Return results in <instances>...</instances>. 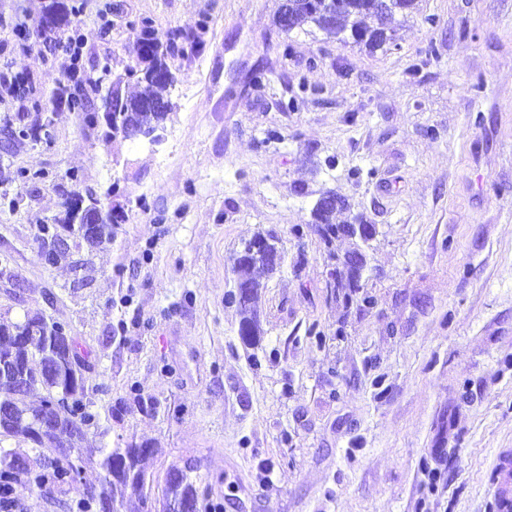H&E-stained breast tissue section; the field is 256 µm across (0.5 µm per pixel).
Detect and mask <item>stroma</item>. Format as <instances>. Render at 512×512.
Wrapping results in <instances>:
<instances>
[{"label":"stroma","mask_w":512,"mask_h":512,"mask_svg":"<svg viewBox=\"0 0 512 512\" xmlns=\"http://www.w3.org/2000/svg\"><path fill=\"white\" fill-rule=\"evenodd\" d=\"M51 2L0 0V82L27 87L0 102V130L20 113L51 131L0 141V311L68 323L88 351L108 432L84 454L151 443L155 489L170 465L195 467L221 512H486L494 457L512 448V0H418L376 50L310 24L281 32L278 0H64L80 8V66L109 63L126 93L141 21L163 44L204 41L167 60L174 111L153 147L104 144L103 126L50 104L72 73L36 28ZM73 172L119 186L125 212L110 245L74 250L77 272L43 266L36 241ZM325 188L377 227L372 304L332 294L329 253L348 241L291 234ZM260 229L285 258L254 353L224 294ZM14 498L15 512L72 502L22 480Z\"/></svg>","instance_id":"35a3bbf8"}]
</instances>
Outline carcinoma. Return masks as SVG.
<instances>
[{
	"mask_svg": "<svg viewBox=\"0 0 512 512\" xmlns=\"http://www.w3.org/2000/svg\"><path fill=\"white\" fill-rule=\"evenodd\" d=\"M416 5L417 0H288V26L282 31L289 33L311 23L341 43L375 49L395 42L400 18L412 13ZM76 14L75 9L55 0L39 26L44 31L63 33ZM134 53L136 59L146 63L143 68L135 64L126 70L135 78V94L123 93L120 80L105 87L104 76L89 75L58 88L54 101L79 113L84 123L95 125L99 112L90 103L88 92L105 93L102 100L105 111L112 113L114 139L131 140L137 130L163 125L173 109L167 91L173 86L174 76L146 22L136 36ZM82 198L93 208L115 214V219L84 229L72 209V202ZM121 213V206L109 193L101 197L88 189L68 192L63 214L51 224L38 225L39 260L53 266L69 258L71 251L57 249V243L65 239L76 248L85 245L90 250L112 243L114 224ZM340 213L350 217L340 223L336 221ZM307 226L330 250L336 265V277L329 287L336 298L350 304L353 294L365 287L367 249L376 234L375 225L364 214L352 213L347 196L327 189L313 205ZM338 239L349 241V248L341 254L332 251ZM248 243L260 248L247 259H235L240 287L228 292L226 301L239 311L242 343L255 348L264 336L258 310L262 284L256 273L280 270L284 255L280 239L270 232L259 231ZM74 339L69 325L42 313L26 314L17 321L0 316V399L10 405V412L0 416V495L8 493L11 483L23 475L39 491L75 494L79 512H95L104 502L112 505V512H122L132 499L138 502L139 512H152L150 479L142 462L158 449L148 443L105 445L96 460L82 452L90 430L100 427V413L89 392L104 394L107 388L92 383L88 353L80 343H72ZM37 390L42 396L35 406L29 397ZM17 437L32 445L35 458L18 448L1 446V442ZM91 466L98 467L101 475L98 483L88 485L83 482V473ZM192 472L189 466L168 468L161 512H217L209 487Z\"/></svg>",
	"mask_w": 512,
	"mask_h": 512,
	"instance_id": "carcinoma-1",
	"label": "carcinoma"
}]
</instances>
